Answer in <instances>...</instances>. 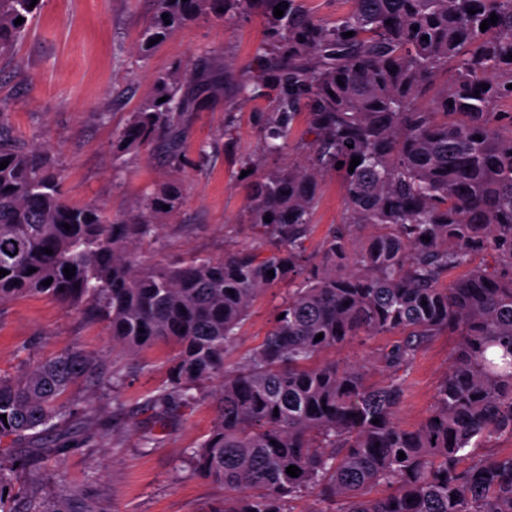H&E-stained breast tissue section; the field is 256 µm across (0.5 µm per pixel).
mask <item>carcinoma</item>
Returning a JSON list of instances; mask_svg holds the SVG:
<instances>
[{
    "label": "carcinoma",
    "instance_id": "cac0c4a2",
    "mask_svg": "<svg viewBox=\"0 0 512 512\" xmlns=\"http://www.w3.org/2000/svg\"><path fill=\"white\" fill-rule=\"evenodd\" d=\"M350 2L323 22L301 0H156L140 34L139 52L149 55L158 47L150 40L202 16H266L257 68L237 95L272 103L260 117L266 154H281L301 114L314 135L306 158L251 184L249 223L274 248L268 257L251 248L143 264L140 245L176 211L178 184L119 214L72 205L49 148L13 139L0 100V161H9L0 170V269L9 271L0 305L45 294L87 307L131 353L175 345L153 403L163 417L195 399L193 390L213 398L214 422L189 457L196 474L224 486V501L208 512H292L303 497L336 512H512V454L476 453L512 436V111L499 109L512 105V0ZM30 3L0 0L1 61L14 60L38 11ZM493 14L497 23L481 30ZM222 95L211 66L179 62L155 79L113 148L160 145L178 170L188 114ZM334 169L346 220L311 265L304 253L319 177ZM367 224L380 231L364 239L357 229ZM485 255L492 262H476ZM460 267L467 276L442 285ZM279 284L289 286L283 318L226 368L252 303ZM445 330L457 337L448 373L427 417L407 428L399 372ZM400 333L379 354L392 373L382 385L368 384L363 364L318 361L329 349ZM81 379L114 387L123 375L104 377L93 355L71 350L0 376V512H112L80 489L40 494L20 481L30 457L59 462L80 445L61 424ZM291 465L298 476L286 473Z\"/></svg>",
    "mask_w": 512,
    "mask_h": 512
}]
</instances>
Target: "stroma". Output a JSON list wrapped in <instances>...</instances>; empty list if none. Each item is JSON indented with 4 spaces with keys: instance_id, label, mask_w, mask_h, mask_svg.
Returning <instances> with one entry per match:
<instances>
[{
    "instance_id": "stroma-1",
    "label": "stroma",
    "mask_w": 512,
    "mask_h": 512,
    "mask_svg": "<svg viewBox=\"0 0 512 512\" xmlns=\"http://www.w3.org/2000/svg\"><path fill=\"white\" fill-rule=\"evenodd\" d=\"M155 8V0H41L17 46L16 65L0 69V97L9 101L4 119L16 140L51 145L72 204L97 203L118 213L157 185L179 180L182 203L161 224L157 241L143 245L147 260L178 264L252 248L258 235L248 222L249 187L282 159L304 156L303 145L312 139L305 123L294 128L283 158L263 156L257 115L266 111V100L244 101L228 92L190 113L181 170H173L156 149L122 154L113 150L112 141L130 112L150 95L155 78L175 63L207 61L216 70L247 76L265 40L266 19L256 14L227 24L204 16L143 57L137 51L140 31ZM230 110L237 121L228 139L224 117ZM243 154L256 161L247 174L239 162ZM345 218L341 179L325 173L306 242L309 259L319 257L327 233ZM286 292L279 285L254 301L236 345L226 354L227 364L262 342ZM394 342V336H378L325 357L368 361V381L379 384L388 375L377 358ZM455 343L444 333L417 352L399 412L405 427L418 426L428 415ZM68 350L97 356L103 370L122 372L125 379L111 390L73 389L77 411L66 427L87 443L60 465L39 463L36 471L59 473L63 486L107 500L114 512H202L223 499V486L194 474L188 458L212 425V399H197L166 423L157 421L152 398L166 380L173 345L160 342L135 354L114 348L104 321L46 296L0 305V375L16 374ZM150 433L157 442L143 447Z\"/></svg>"
}]
</instances>
